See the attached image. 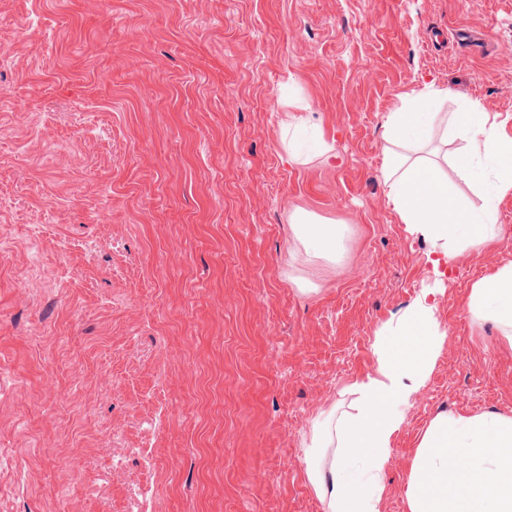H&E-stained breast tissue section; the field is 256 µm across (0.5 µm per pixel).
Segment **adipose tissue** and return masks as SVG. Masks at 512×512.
<instances>
[{"label":"adipose tissue","mask_w":512,"mask_h":512,"mask_svg":"<svg viewBox=\"0 0 512 512\" xmlns=\"http://www.w3.org/2000/svg\"><path fill=\"white\" fill-rule=\"evenodd\" d=\"M454 101L451 91L428 85L401 96L383 124L380 177L388 199L401 222L432 243L436 268L499 239L496 202L512 191V137L479 102L445 113ZM452 135L465 143L456 167L481 193L480 207L462 198L438 163L422 153ZM290 225L307 253L335 259L341 227L305 212L294 213ZM437 294L422 289L378 327L374 372L346 386L348 411L328 414L315 426L303 463L323 512H381L394 438L445 341ZM467 309L495 324L512 345V263L472 285ZM404 500L407 512H512V416L437 413L417 443Z\"/></svg>","instance_id":"obj_1"}]
</instances>
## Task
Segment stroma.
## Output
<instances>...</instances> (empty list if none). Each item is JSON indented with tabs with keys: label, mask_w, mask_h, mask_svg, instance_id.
<instances>
[{
	"label": "stroma",
	"mask_w": 512,
	"mask_h": 512,
	"mask_svg": "<svg viewBox=\"0 0 512 512\" xmlns=\"http://www.w3.org/2000/svg\"><path fill=\"white\" fill-rule=\"evenodd\" d=\"M292 84L340 165L289 159ZM427 84L512 135V0H0V512H323L312 427L436 281L381 512L437 413L512 415V347L466 309L512 192L500 242L436 269L380 178ZM299 209L344 225L336 260ZM294 236L304 245L307 254L336 260V251L343 230L335 224H324L305 212H295L290 217Z\"/></svg>",
	"instance_id": "obj_1"
}]
</instances>
